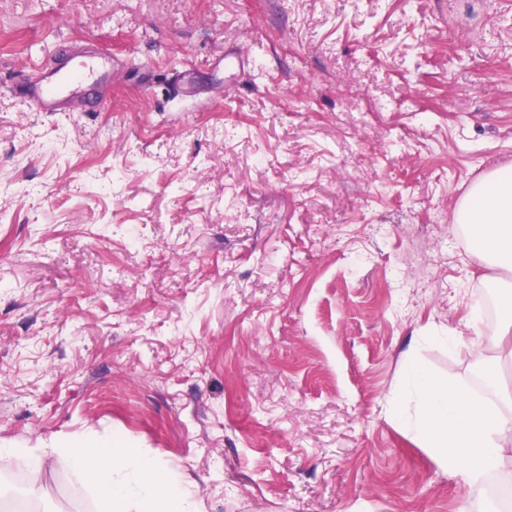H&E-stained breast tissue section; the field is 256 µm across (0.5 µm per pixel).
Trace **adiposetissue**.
I'll return each instance as SVG.
<instances>
[{
	"instance_id": "adipose-tissue-1",
	"label": "adipose tissue",
	"mask_w": 512,
	"mask_h": 512,
	"mask_svg": "<svg viewBox=\"0 0 512 512\" xmlns=\"http://www.w3.org/2000/svg\"><path fill=\"white\" fill-rule=\"evenodd\" d=\"M452 222L462 229L477 263L506 271L512 282V165L473 182ZM406 370L418 406V416L410 424L413 436L441 469L472 486L512 456V443L504 438L512 429V416L414 365ZM56 462L87 476L106 512H173L190 503L178 470L160 466L122 442H73L57 449Z\"/></svg>"
}]
</instances>
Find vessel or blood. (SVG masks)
I'll list each match as a JSON object with an SVG mask.
<instances>
[{
  "label": "vessel or blood",
  "mask_w": 512,
  "mask_h": 512,
  "mask_svg": "<svg viewBox=\"0 0 512 512\" xmlns=\"http://www.w3.org/2000/svg\"><path fill=\"white\" fill-rule=\"evenodd\" d=\"M112 64L111 57L95 49L87 53L79 67L44 68L40 79L17 87L16 92L37 111L59 112L71 96L96 88Z\"/></svg>",
  "instance_id": "vessel-or-blood-1"
}]
</instances>
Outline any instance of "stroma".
<instances>
[{
	"label": "stroma",
	"mask_w": 512,
	"mask_h": 512,
	"mask_svg": "<svg viewBox=\"0 0 512 512\" xmlns=\"http://www.w3.org/2000/svg\"><path fill=\"white\" fill-rule=\"evenodd\" d=\"M89 45L101 111L10 93ZM505 164L512 0H0V512H101L53 464L72 438L176 468L201 512H495L392 398L407 357L512 390V359L439 341L488 286L454 209Z\"/></svg>",
	"instance_id": "35a3bbf8"
}]
</instances>
